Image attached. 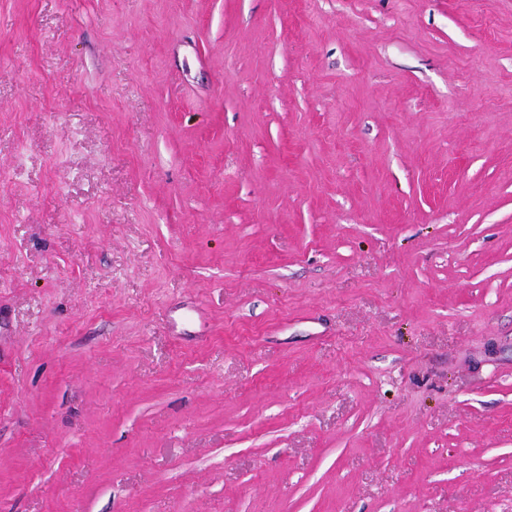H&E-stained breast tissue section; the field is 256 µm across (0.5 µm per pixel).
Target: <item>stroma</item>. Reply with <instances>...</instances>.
<instances>
[{"label":"stroma","instance_id":"obj_1","mask_svg":"<svg viewBox=\"0 0 512 512\" xmlns=\"http://www.w3.org/2000/svg\"><path fill=\"white\" fill-rule=\"evenodd\" d=\"M0 512H512V0H0Z\"/></svg>","mask_w":512,"mask_h":512}]
</instances>
